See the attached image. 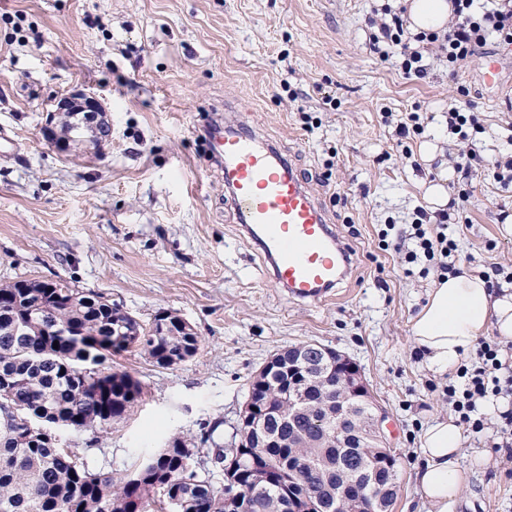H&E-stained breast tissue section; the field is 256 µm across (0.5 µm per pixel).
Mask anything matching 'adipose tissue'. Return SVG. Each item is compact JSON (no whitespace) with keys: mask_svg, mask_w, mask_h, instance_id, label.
<instances>
[{"mask_svg":"<svg viewBox=\"0 0 512 512\" xmlns=\"http://www.w3.org/2000/svg\"><path fill=\"white\" fill-rule=\"evenodd\" d=\"M412 30H443L449 0H408ZM496 332L512 339V294L495 295L482 276L464 272L436 281L411 319V335L430 366L453 370L479 337ZM461 435L451 419H438L420 437L422 464L416 480L432 512H448L463 488Z\"/></svg>","mask_w":512,"mask_h":512,"instance_id":"ef3b65f1","label":"adipose tissue"}]
</instances>
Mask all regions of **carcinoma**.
<instances>
[{
  "mask_svg": "<svg viewBox=\"0 0 512 512\" xmlns=\"http://www.w3.org/2000/svg\"><path fill=\"white\" fill-rule=\"evenodd\" d=\"M169 310L150 325L98 293L67 281L27 279L0 284V389L17 420H0V512H228L221 489L203 473L197 451L174 436L132 473L116 479L90 470L58 446L57 431L105 432L135 407L141 383L108 360L135 351L161 368L182 364L199 349L196 333ZM58 348H53V344ZM336 394L304 377H252L248 399L269 410L262 427L237 429L239 447L216 446V459L236 458L242 512H288V454L304 461L300 474L314 492L308 512L331 503L346 470L360 471L372 489V463L356 447L338 448L316 425L319 406ZM276 448H256L260 434Z\"/></svg>",
  "mask_w": 512,
  "mask_h": 512,
  "instance_id": "1",
  "label": "carcinoma"
}]
</instances>
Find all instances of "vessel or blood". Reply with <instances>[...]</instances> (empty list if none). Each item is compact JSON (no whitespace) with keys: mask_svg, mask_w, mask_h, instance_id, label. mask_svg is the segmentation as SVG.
<instances>
[{"mask_svg":"<svg viewBox=\"0 0 512 512\" xmlns=\"http://www.w3.org/2000/svg\"><path fill=\"white\" fill-rule=\"evenodd\" d=\"M217 167L242 224L268 263L266 272L293 301L317 305L351 269L342 243L291 161L233 126L208 129Z\"/></svg>","mask_w":512,"mask_h":512,"instance_id":"1","label":"vessel or blood"}]
</instances>
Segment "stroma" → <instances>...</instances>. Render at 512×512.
I'll return each mask as SVG.
<instances>
[{"label":"stroma","mask_w":512,"mask_h":512,"mask_svg":"<svg viewBox=\"0 0 512 512\" xmlns=\"http://www.w3.org/2000/svg\"><path fill=\"white\" fill-rule=\"evenodd\" d=\"M381 0H0V281L62 278L103 294L150 324L177 312L201 340L195 358L163 369L134 352L112 358L137 378L135 408L106 433L59 431L61 447L95 472L136 469L174 436L187 439L214 483V445H230L251 376L279 349L318 343L361 370L387 413L397 450L394 512H430L416 481L419 437L448 417L439 388L448 375L416 350L410 321L437 270L405 276L378 247L382 224H408L424 205L422 184L475 150L458 267L512 265V185L492 173L512 126V53L489 45L426 78L369 48ZM496 54L501 82L480 81ZM100 95L110 142L64 155L43 130L53 98ZM471 102L486 128L468 142L443 113ZM392 122H385L384 113ZM417 114L423 136L398 142L394 122ZM269 141L305 175L336 232L354 253L334 301L288 300L240 231L202 132L215 116ZM444 153L423 160V139ZM214 444H201L205 431ZM464 489L448 512H512V459L464 438Z\"/></svg>","instance_id":"stroma-1"}]
</instances>
